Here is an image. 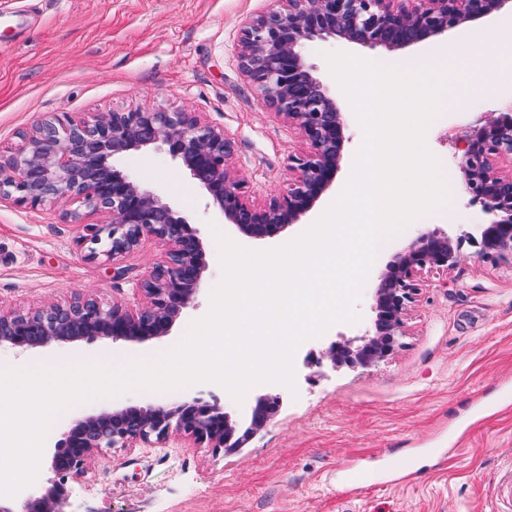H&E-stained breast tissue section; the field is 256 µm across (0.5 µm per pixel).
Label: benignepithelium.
Wrapping results in <instances>:
<instances>
[{"label": "benign epithelium", "instance_id": "benign-epithelium-1", "mask_svg": "<svg viewBox=\"0 0 512 512\" xmlns=\"http://www.w3.org/2000/svg\"><path fill=\"white\" fill-rule=\"evenodd\" d=\"M272 7L241 29L239 67L267 107L305 142L290 158L297 171L288 190L264 203L246 197L232 166L234 143L196 112L136 108L90 116L52 115L24 136L20 148L0 162V198L37 208L77 200L101 220L86 222L66 211L78 226L75 239L87 257H105L114 275L120 261L153 240L164 260L138 279L137 303L106 306L79 297L26 314L0 311V345L34 349L94 338L143 343L170 334L194 304L207 269L201 239L171 204L140 189L114 165L137 153L163 149L208 194L224 223L266 239L301 223L331 188L345 150L343 113L313 74L300 48L315 38L403 50L449 30L489 17L512 0H269ZM458 167L471 201L493 219L479 236L452 237L424 231L379 275L373 327L363 335L330 341L309 354L308 363L335 371L369 369L389 359L404 334L405 315L424 268L452 269L471 256L512 266V114L488 112L465 135ZM282 397L260 396L246 431L217 398L194 396L168 407H126L76 420L57 442L47 464L43 493L29 496L22 512H65L68 482L80 481L89 463L106 449L161 447L178 436L195 448H222L231 454L279 412Z\"/></svg>", "mask_w": 512, "mask_h": 512}]
</instances>
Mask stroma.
<instances>
[{
  "mask_svg": "<svg viewBox=\"0 0 512 512\" xmlns=\"http://www.w3.org/2000/svg\"><path fill=\"white\" fill-rule=\"evenodd\" d=\"M266 0H0V156L10 157L40 118L52 114L135 108L201 113L235 142L234 166L249 198L280 195L294 176L290 155L301 138L265 108L238 67L242 25ZM439 35L385 53L332 38L305 43L302 54L344 114L347 142L341 170L319 209L348 179L363 133L331 76L329 51L388 56L395 63H438ZM512 106V85L490 94L462 93L429 126L426 143L439 159L450 201L406 225L393 252L421 232L477 233L489 214L471 203L457 166L461 138L485 113ZM142 189L158 194L187 218L202 240L208 268L194 307L169 336L143 343L94 339L22 350L0 347V368L43 360L142 357L173 347L190 322L209 309L221 266L211 225L254 250L277 247L301 234L312 217L272 239H253L223 223L207 194L165 151L121 162ZM69 200L29 209L0 202V310L27 313L77 296L101 303L132 301L140 276L159 259L148 243L127 255L116 278L111 262L77 251L78 228L62 211ZM379 259L356 304L359 322L333 323L302 342L294 356L296 392H284L279 415L235 455L213 448H112L71 483L72 512H512V268L465 257L454 269L422 273L398 351L366 371L306 367L309 351L339 336L363 335ZM215 393L226 412L244 419L245 406L223 388L200 383L177 391L137 390L73 406L51 427L44 454L76 419L112 408L168 405ZM368 480L352 487L353 470Z\"/></svg>",
  "mask_w": 512,
  "mask_h": 512,
  "instance_id": "1",
  "label": "stroma"
}]
</instances>
